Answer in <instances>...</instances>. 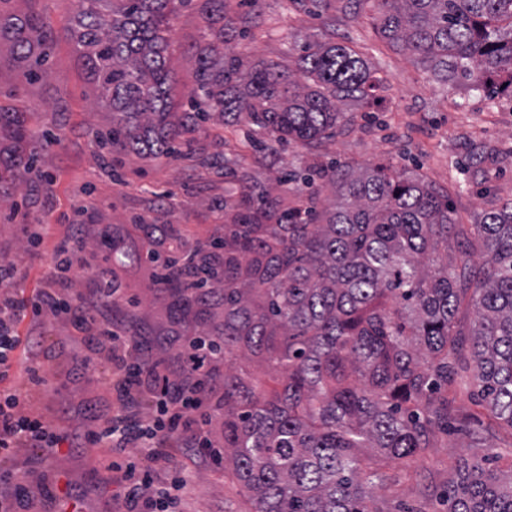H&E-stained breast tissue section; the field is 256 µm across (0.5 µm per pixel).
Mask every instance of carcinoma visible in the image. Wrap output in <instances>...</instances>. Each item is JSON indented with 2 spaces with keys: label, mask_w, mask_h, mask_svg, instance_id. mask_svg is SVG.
<instances>
[{
  "label": "carcinoma",
  "mask_w": 512,
  "mask_h": 512,
  "mask_svg": "<svg viewBox=\"0 0 512 512\" xmlns=\"http://www.w3.org/2000/svg\"><path fill=\"white\" fill-rule=\"evenodd\" d=\"M70 33L112 112L98 146L167 156L209 111L280 140L316 144L345 123L338 103L368 106L379 79L347 45L303 47L295 69L250 65L229 47L224 0H72ZM198 11L192 94L176 112L168 33L175 6ZM375 29L436 80L512 93V0H377ZM54 32L39 12L0 13V40L42 65ZM337 203L320 213L257 186L224 236L158 257L176 318L193 316L224 355V461L254 512L395 509L378 490L420 475L448 431L467 435L448 512H512V198L477 223L448 196L392 166L331 167ZM458 254L448 252V237ZM474 311L469 327L459 314ZM224 320L212 323L214 310ZM468 395L471 407L458 406ZM399 464L393 475L384 463Z\"/></svg>",
  "instance_id": "obj_1"
}]
</instances>
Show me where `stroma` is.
<instances>
[{"instance_id": "obj_1", "label": "stroma", "mask_w": 512, "mask_h": 512, "mask_svg": "<svg viewBox=\"0 0 512 512\" xmlns=\"http://www.w3.org/2000/svg\"><path fill=\"white\" fill-rule=\"evenodd\" d=\"M39 8L55 32L47 72L34 76L13 44L0 40V176L9 189L0 198V256L25 273L11 295L31 299L49 290L79 295L94 317L111 320L116 332L137 328L139 339L157 360H170L173 349L161 336L173 322L171 299L156 284V266L141 227L171 224L176 233L164 255H181L198 243L224 233V205L240 200L239 175L248 172L271 196L294 199L293 170L331 162L368 167L393 164L425 183L447 190L462 223L512 197V96H480L436 81L407 56L396 53L374 29L376 9L350 0H224V22L237 32L232 46L250 62L291 66L305 44L334 40L356 50L381 80L375 106L343 105L347 123L336 136L308 148L278 143L246 120L225 123L214 118L186 136L169 157L98 148L95 137L112 129V114L99 103V90L83 66L68 33L70 0H41ZM203 21L195 11L180 10L173 20L168 63L176 82L172 98L188 107L194 66L184 51L198 42ZM32 134L22 150L11 139L13 118ZM33 161L27 182L14 180L10 166L16 153ZM119 234L142 253L136 263L107 259L102 235ZM37 245H30V237ZM86 248L67 272L66 283L54 278L57 248L73 238ZM119 290L116 304L103 305L102 280ZM21 344L9 376L1 385L16 390L25 414L43 419L63 436L60 448H15L0 453V473L12 474L26 488L21 512H125L121 475L136 460L134 448L89 443L85 435L121 410L150 418L155 404L151 388L121 394L120 370L107 352L92 353L89 327L70 317L27 316L18 326ZM95 355L98 368L83 367ZM51 381L33 384L29 366ZM216 381L192 414L205 426L214 450L203 456L188 447L166 449V462L153 464L155 479L168 477L171 466L193 470V484L182 500L183 512H251L247 494L225 472L217 452L224 449V362L209 364ZM466 437L452 435L446 446L430 449L422 463L433 482L422 490L403 481L387 491L388 499L424 503L427 512H446L437 497L448 469L464 455Z\"/></svg>"}]
</instances>
